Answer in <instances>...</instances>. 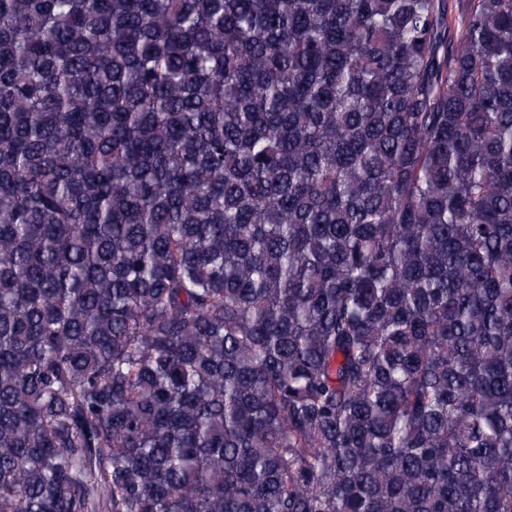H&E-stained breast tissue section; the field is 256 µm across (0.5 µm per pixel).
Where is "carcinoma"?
Returning <instances> with one entry per match:
<instances>
[{
    "label": "carcinoma",
    "instance_id": "cac0c4a2",
    "mask_svg": "<svg viewBox=\"0 0 512 512\" xmlns=\"http://www.w3.org/2000/svg\"><path fill=\"white\" fill-rule=\"evenodd\" d=\"M0 512H512V0H0Z\"/></svg>",
    "mask_w": 512,
    "mask_h": 512
}]
</instances>
